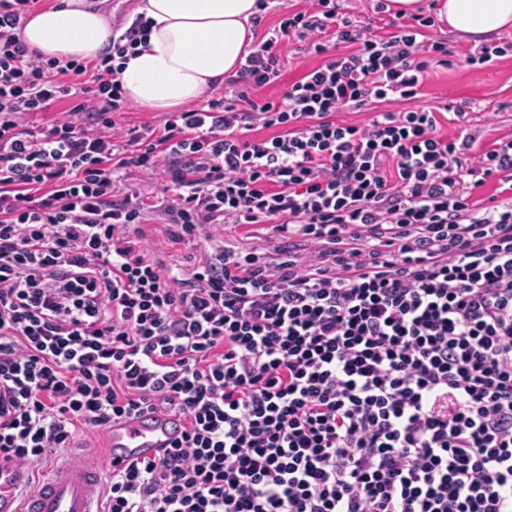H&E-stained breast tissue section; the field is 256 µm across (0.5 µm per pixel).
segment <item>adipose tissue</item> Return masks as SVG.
I'll return each instance as SVG.
<instances>
[{"mask_svg": "<svg viewBox=\"0 0 512 512\" xmlns=\"http://www.w3.org/2000/svg\"><path fill=\"white\" fill-rule=\"evenodd\" d=\"M440 26L482 43L512 28V0H435ZM150 20L144 44L118 74L126 101L174 112L235 75L254 41L257 0H141ZM25 41L43 56L94 60L110 44L112 21L95 0H59L25 23Z\"/></svg>", "mask_w": 512, "mask_h": 512, "instance_id": "ef3b65f1", "label": "adipose tissue"}]
</instances>
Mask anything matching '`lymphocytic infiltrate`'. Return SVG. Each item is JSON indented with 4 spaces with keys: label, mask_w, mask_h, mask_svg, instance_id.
I'll list each match as a JSON object with an SVG mask.
<instances>
[{
    "label": "lymphocytic infiltrate",
    "mask_w": 512,
    "mask_h": 512,
    "mask_svg": "<svg viewBox=\"0 0 512 512\" xmlns=\"http://www.w3.org/2000/svg\"><path fill=\"white\" fill-rule=\"evenodd\" d=\"M40 2L0 0V457L170 411L181 439L113 466L102 512H512V132L479 149L414 106L451 54L434 15L369 36L278 0L234 98L128 128L113 62L147 21L47 58L22 37ZM291 35L323 61L262 98ZM150 211L208 251L150 257ZM228 224L274 241L225 247ZM409 106L408 102L403 101H389L381 104H374L372 111L374 112H342L336 116L337 119L345 120L347 122H364L369 119L375 112H399Z\"/></svg>",
    "instance_id": "obj_1"
}]
</instances>
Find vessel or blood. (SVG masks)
<instances>
[{"label":"vessel or blood","instance_id":"b4317fda","mask_svg":"<svg viewBox=\"0 0 512 512\" xmlns=\"http://www.w3.org/2000/svg\"><path fill=\"white\" fill-rule=\"evenodd\" d=\"M182 430V419L171 412L115 420L106 435L108 457L125 464L155 457ZM100 482L99 466L87 455L74 454L57 464L23 501L0 495V512H98L95 492Z\"/></svg>","mask_w":512,"mask_h":512}]
</instances>
